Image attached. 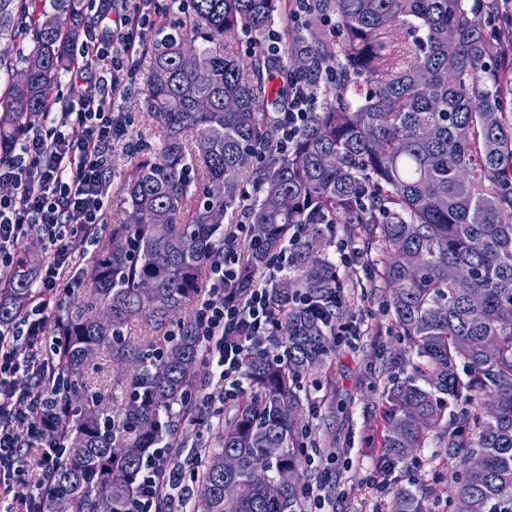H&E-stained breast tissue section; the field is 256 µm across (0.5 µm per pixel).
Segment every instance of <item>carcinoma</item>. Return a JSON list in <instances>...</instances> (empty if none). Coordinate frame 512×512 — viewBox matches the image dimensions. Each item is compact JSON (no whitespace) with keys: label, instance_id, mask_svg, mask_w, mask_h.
Masks as SVG:
<instances>
[{"label":"carcinoma","instance_id":"cac0c4a2","mask_svg":"<svg viewBox=\"0 0 512 512\" xmlns=\"http://www.w3.org/2000/svg\"><path fill=\"white\" fill-rule=\"evenodd\" d=\"M499 0H311L305 31L268 54L265 31L288 16V0H189L182 28L154 47L143 105L168 129L161 148L122 184L123 220L111 225L84 287L55 335L66 337V410L56 439L66 454L40 474L37 512H129L157 449L194 421L185 411L201 375L194 306L224 249L237 247L224 221L250 225L243 266L260 275L290 250L269 280L281 312L277 355L241 353L249 390L232 410L204 418L217 446L194 445L198 488L190 512H301L294 483L269 498L254 472L298 467L302 379L330 354L329 324L344 288L329 249L341 224L391 294L386 311L411 355L386 389L384 448L403 459L426 447L450 403L462 422L444 437L461 470L450 512H512V33L485 32ZM0 0L1 52L29 73L0 93V151L20 140L51 103L52 90L91 36L84 0ZM334 22L336 34L324 27ZM238 31L256 47L238 55L187 52L184 36L209 41ZM335 74L328 80L326 74ZM316 104L292 149L276 150L269 109L291 86ZM252 169L253 193L242 185ZM224 185L221 194L210 186ZM19 258L0 291V326L20 316L32 291ZM301 295L310 305L294 307ZM112 323L98 324L102 309ZM107 352L128 401L114 411L88 392L87 353ZM276 448L278 453L270 454ZM237 467L224 470V457ZM480 464L472 466V456ZM236 494L224 497V484ZM422 489H397L389 512H428Z\"/></svg>","mask_w":512,"mask_h":512}]
</instances>
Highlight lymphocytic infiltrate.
Masks as SVG:
<instances>
[{
    "label": "lymphocytic infiltrate",
    "instance_id": "f902f5d3",
    "mask_svg": "<svg viewBox=\"0 0 512 512\" xmlns=\"http://www.w3.org/2000/svg\"><path fill=\"white\" fill-rule=\"evenodd\" d=\"M89 8L103 27L82 42L68 75L76 79L95 71L97 94L65 100L59 109L40 113L18 145L0 155V184L12 188L0 196V278L12 272L30 225H40L45 254L31 302L13 327H0V492L5 494L11 490L9 477L23 468L15 424L26 425L35 443L49 436L61 418L57 370L63 344L45 338L48 310L58 292L59 271L72 260L75 234L95 231L102 222L107 162L113 140L123 132L112 97L123 77L135 76L151 29L140 7L118 17L112 14V0H89ZM116 38L124 45L122 62L110 57ZM315 102L308 85L293 86L288 108L278 117L279 151L291 146ZM76 127L84 129L83 138L72 137ZM238 263L237 254L225 253L196 302L200 347L213 388L209 401L217 413L245 390L242 351L270 342L281 332L267 280L283 271V258H270L264 276L249 288L233 285ZM22 369L36 380L34 388L24 392L14 385ZM164 490L178 492L183 501L191 496L183 469L168 467L160 454L143 474L137 512H154V502Z\"/></svg>",
    "mask_w": 512,
    "mask_h": 512
}]
</instances>
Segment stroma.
<instances>
[{
	"label": "stroma",
	"instance_id": "35a3bbf8",
	"mask_svg": "<svg viewBox=\"0 0 512 512\" xmlns=\"http://www.w3.org/2000/svg\"><path fill=\"white\" fill-rule=\"evenodd\" d=\"M152 44H145L138 73L123 86L112 110L124 126L122 139L112 144V167L107 179V203L96 241L106 237L111 224L122 219L120 187L139 158L140 151L160 147L165 130L140 107L141 91L148 73ZM344 283L339 322L351 334L333 340L325 365L302 382L304 408L300 413V440L305 459L297 473L302 484H312L323 474L331 479L323 490L327 512H371L377 499L375 484L390 487L428 488L427 506L446 512L448 492L458 472V461L437 439L451 416H444L433 431L428 447L417 449L401 461L385 457L382 410L384 389L389 383L386 363L407 346L397 336L392 319L383 311L386 293L371 280L368 267L353 257L340 268Z\"/></svg>",
	"mask_w": 512,
	"mask_h": 512
}]
</instances>
